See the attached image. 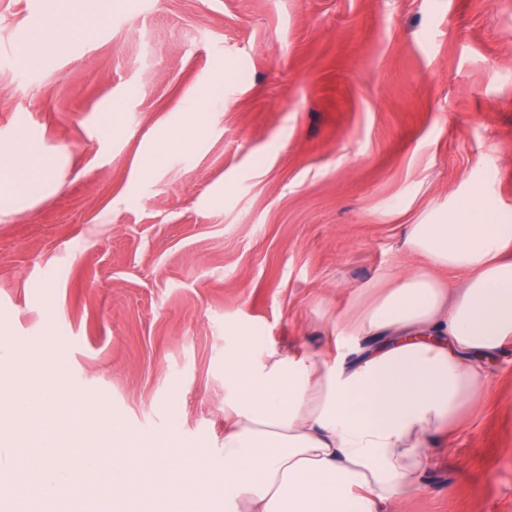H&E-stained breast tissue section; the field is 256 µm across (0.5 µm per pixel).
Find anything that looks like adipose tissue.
<instances>
[{
	"mask_svg": "<svg viewBox=\"0 0 512 512\" xmlns=\"http://www.w3.org/2000/svg\"><path fill=\"white\" fill-rule=\"evenodd\" d=\"M57 167L35 143L1 142L0 207L39 201ZM404 249L417 267L389 287L364 285L337 318L351 355L229 352L214 453L103 423L105 395L73 391L56 362L1 343L0 447L13 455L0 512L76 499L89 483L115 506L171 512L210 464L206 491L224 512H387L418 488L436 437L485 387L486 358L512 344V224L501 212L467 200L445 220L407 225ZM444 272L463 274L460 286ZM107 454L114 466L100 467Z\"/></svg>",
	"mask_w": 512,
	"mask_h": 512,
	"instance_id": "ef3b65f1",
	"label": "adipose tissue"
}]
</instances>
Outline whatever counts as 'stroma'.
<instances>
[{"mask_svg": "<svg viewBox=\"0 0 512 512\" xmlns=\"http://www.w3.org/2000/svg\"><path fill=\"white\" fill-rule=\"evenodd\" d=\"M27 140L60 174L0 211V341L114 425L219 448L230 344L325 351L415 267L404 225L476 191L512 220V0H0V142ZM391 512H512V352ZM197 112H191L185 121L167 128L162 135L160 149L164 152H179L190 149L195 144V132L200 125Z\"/></svg>", "mask_w": 512, "mask_h": 512, "instance_id": "35a3bbf8", "label": "stroma"}]
</instances>
